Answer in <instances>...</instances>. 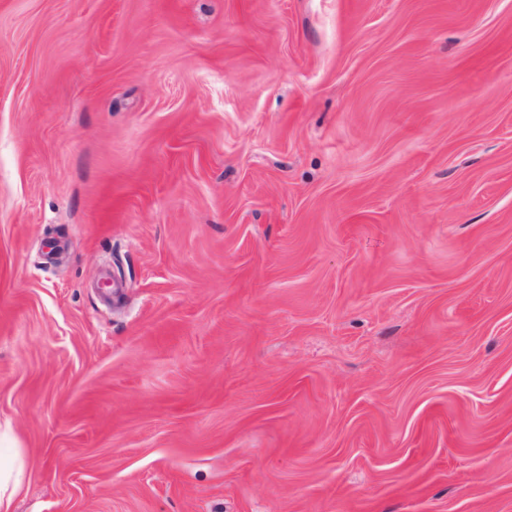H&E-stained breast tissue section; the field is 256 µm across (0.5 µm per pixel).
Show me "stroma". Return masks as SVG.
<instances>
[{"label": "stroma", "instance_id": "stroma-1", "mask_svg": "<svg viewBox=\"0 0 512 512\" xmlns=\"http://www.w3.org/2000/svg\"><path fill=\"white\" fill-rule=\"evenodd\" d=\"M11 512H512V0H0Z\"/></svg>", "mask_w": 512, "mask_h": 512}]
</instances>
